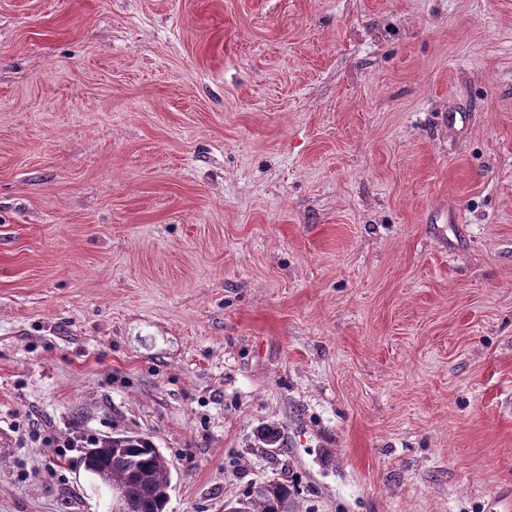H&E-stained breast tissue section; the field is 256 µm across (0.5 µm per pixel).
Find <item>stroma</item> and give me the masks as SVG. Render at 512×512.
Returning <instances> with one entry per match:
<instances>
[{
  "mask_svg": "<svg viewBox=\"0 0 512 512\" xmlns=\"http://www.w3.org/2000/svg\"><path fill=\"white\" fill-rule=\"evenodd\" d=\"M79 431L512 512V0H0V512H107Z\"/></svg>",
  "mask_w": 512,
  "mask_h": 512,
  "instance_id": "35a3bbf8",
  "label": "stroma"
}]
</instances>
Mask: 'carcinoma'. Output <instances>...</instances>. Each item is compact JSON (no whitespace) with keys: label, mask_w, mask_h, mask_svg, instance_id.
I'll return each instance as SVG.
<instances>
[{"label":"carcinoma","mask_w":512,"mask_h":512,"mask_svg":"<svg viewBox=\"0 0 512 512\" xmlns=\"http://www.w3.org/2000/svg\"><path fill=\"white\" fill-rule=\"evenodd\" d=\"M83 465L109 475V488L123 497L126 512H166L172 464L148 438L114 435L112 446L88 449ZM234 505L241 512H300L295 486L288 479L253 484Z\"/></svg>","instance_id":"cac0c4a2"}]
</instances>
